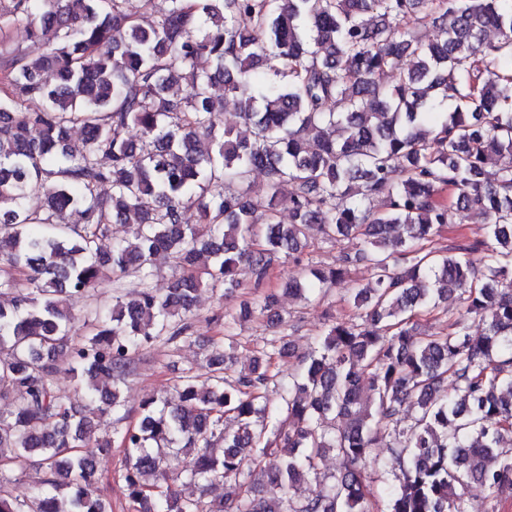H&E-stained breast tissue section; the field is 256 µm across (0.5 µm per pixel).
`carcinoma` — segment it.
I'll return each instance as SVG.
<instances>
[{
  "label": "carcinoma",
  "mask_w": 512,
  "mask_h": 512,
  "mask_svg": "<svg viewBox=\"0 0 512 512\" xmlns=\"http://www.w3.org/2000/svg\"><path fill=\"white\" fill-rule=\"evenodd\" d=\"M129 4L0 0V402L11 405L0 512H112L96 459L115 442L139 512H371L366 469L383 438L397 480L382 490L385 512H467L469 482L512 497L501 448L512 438V0H144L145 25ZM427 25L438 39L420 38ZM14 27L46 52L8 47ZM227 95L249 135L215 133ZM445 102L450 112L433 111ZM255 170L268 177L261 192L242 187ZM285 184L288 224L277 221ZM32 191L45 195L39 210L25 206ZM187 206L199 223H183ZM468 210L489 219L484 236L440 243ZM131 219V237L102 250L110 226ZM313 230L351 247L286 290L368 267L372 287L343 289L364 323L332 322L276 404L266 356L230 380L226 353L209 359L208 382L188 371L117 437L92 438V415L130 416L121 385L144 351L191 338L199 289L247 275L259 291L275 261L300 262ZM162 253L164 296L152 288ZM106 271L136 276L139 292L125 300L115 285L112 310L72 335ZM439 308L448 332L418 333L414 318ZM62 370L85 386L60 394ZM329 453L339 476L299 496ZM29 458L44 477L13 496ZM216 482L228 491L204 500Z\"/></svg>",
  "instance_id": "cac0c4a2"
}]
</instances>
